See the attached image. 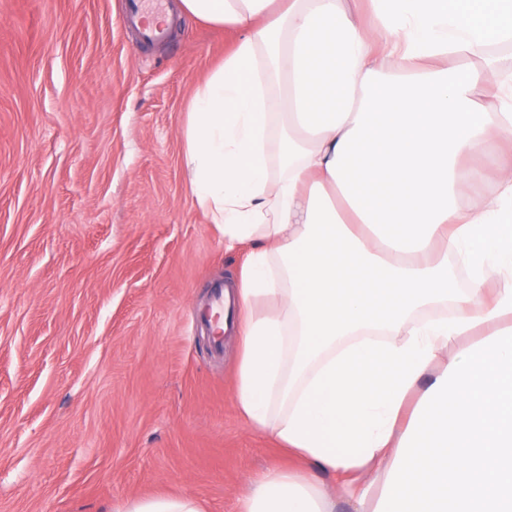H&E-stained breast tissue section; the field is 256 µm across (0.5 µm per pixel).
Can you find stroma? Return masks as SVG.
I'll list each match as a JSON object with an SVG mask.
<instances>
[{"instance_id": "35a3bbf8", "label": "stroma", "mask_w": 512, "mask_h": 512, "mask_svg": "<svg viewBox=\"0 0 512 512\" xmlns=\"http://www.w3.org/2000/svg\"><path fill=\"white\" fill-rule=\"evenodd\" d=\"M169 6L149 45L129 0H0V512H233L289 466L237 415V336L215 351L200 316L243 255L182 130L230 36ZM127 512H201L197 501L189 496L155 497L131 504Z\"/></svg>"}]
</instances>
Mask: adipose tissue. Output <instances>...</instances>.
I'll list each match as a JSON object with an SVG mask.
<instances>
[{"label": "adipose tissue", "mask_w": 512, "mask_h": 512, "mask_svg": "<svg viewBox=\"0 0 512 512\" xmlns=\"http://www.w3.org/2000/svg\"><path fill=\"white\" fill-rule=\"evenodd\" d=\"M233 32L182 136L235 407L296 462L235 512H512V0H180Z\"/></svg>", "instance_id": "1"}]
</instances>
